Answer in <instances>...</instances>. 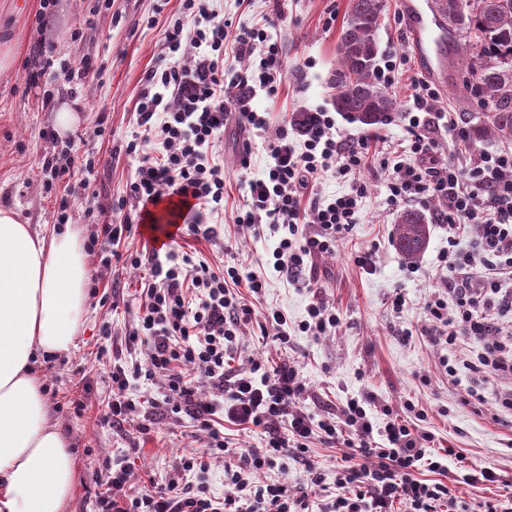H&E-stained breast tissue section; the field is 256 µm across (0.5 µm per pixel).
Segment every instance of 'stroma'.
I'll return each mask as SVG.
<instances>
[{
  "label": "stroma",
  "mask_w": 512,
  "mask_h": 512,
  "mask_svg": "<svg viewBox=\"0 0 512 512\" xmlns=\"http://www.w3.org/2000/svg\"><path fill=\"white\" fill-rule=\"evenodd\" d=\"M94 0H56L44 26H37L40 0H0V207L21 212L34 228L58 226L57 207L42 187L41 156L51 145L42 133L55 128V113L42 110L41 92L29 88L24 74L34 46L46 41L55 57L79 65L91 59L101 69L98 80L86 88L89 105L77 113L68 135L80 136L81 149L100 160L99 203L122 222L117 207L125 197L126 185L139 164L127 154L126 145L136 132L134 105L147 71L154 65L158 45L171 19L177 18L180 0H111L110 11L92 14ZM225 18L249 22L270 14V33L282 44L288 77L275 99L258 95L257 110L291 113L304 107H331L328 78L336 66L338 35L344 24L349 0H217ZM158 12L155 26L144 17ZM378 53L395 54L399 63L398 82L391 92L404 100L412 78L422 75L419 62L408 46L407 26L401 21L397 0H384L382 26L378 32ZM312 67H304V60ZM104 102L107 114L95 105ZM435 111L450 112L476 125L483 114L471 100L460 72L448 75L440 89ZM109 133L96 134L98 124ZM341 137H372L374 152L370 166L359 179L367 187L360 221L336 244L330 254L316 256L314 265L322 284L313 292L277 278L268 262L279 237L267 233L254 239L251 231L233 224L234 212L243 205L247 182L259 175L267 161V145L277 133L276 125L251 142L250 169L240 166L241 135L227 127L217 145L224 159L223 247L187 236L179 244L211 265L234 266L267 280L263 306L281 310L291 329L288 343L275 334H262L257 324L242 328L231 353L233 366H250L255 361L289 360L300 372L308 390L304 406L321 416L335 410L347 397L364 395L371 401L370 412L384 421V408L404 413L406 403L423 410L421 428L434 434L437 446L451 449L448 468L459 476L456 495L472 512L493 499H512V415L497 414L493 402L466 398L465 387L453 384L439 365L440 352L427 340L428 320L423 312L434 293L438 255L448 247L445 225L431 224L427 248L417 263H406L392 243L395 209L386 203V179L397 161L390 153L407 135L400 121L379 126L336 118ZM374 250L375 267L365 272L354 262L357 251ZM89 279L98 281L97 293L88 295L86 312L78 326L75 346L63 357L43 359L37 365L44 382L51 422L69 440L75 459L74 489L65 512H97L95 495L112 473L114 463L132 455L129 483L141 488L146 477L193 479L182 470L183 452L193 442L185 421L155 417L150 431H142L141 417L121 427L102 422L109 395L111 354L99 353L104 328H111L115 341H123L137 324L141 271L122 265L108 266L98 255L86 256ZM405 304L391 306L395 294ZM335 306L340 327L319 339L296 332L312 297ZM74 394L83 395L88 406L78 414L65 409ZM491 467L501 480L493 485L463 482L472 467Z\"/></svg>",
  "instance_id": "stroma-1"
}]
</instances>
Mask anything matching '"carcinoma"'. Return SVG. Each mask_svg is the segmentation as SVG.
<instances>
[{
  "mask_svg": "<svg viewBox=\"0 0 512 512\" xmlns=\"http://www.w3.org/2000/svg\"><path fill=\"white\" fill-rule=\"evenodd\" d=\"M446 21L447 36L466 34V85L485 112L482 125L470 131L471 143L495 137L512 139V0H467V11L457 14L453 0H433ZM384 0H350L349 12L337 43V64L329 79L333 105L353 122L375 126L386 122L396 99L374 77L378 55L377 33ZM424 213L397 212L393 240L403 259L414 262L429 239Z\"/></svg>",
  "mask_w": 512,
  "mask_h": 512,
  "instance_id": "carcinoma-1",
  "label": "carcinoma"
}]
</instances>
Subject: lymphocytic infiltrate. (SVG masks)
I'll return each instance as SVG.
<instances>
[{
	"instance_id": "1",
	"label": "lymphocytic infiltrate",
	"mask_w": 512,
	"mask_h": 512,
	"mask_svg": "<svg viewBox=\"0 0 512 512\" xmlns=\"http://www.w3.org/2000/svg\"><path fill=\"white\" fill-rule=\"evenodd\" d=\"M271 17L258 23L233 24L221 17L214 0H181L180 15L167 25L155 65L147 71L134 106L137 132L126 151L138 155L135 177L127 186L132 207L123 223H101L92 244L107 258L145 269V299L138 324L126 336L128 347L145 352L144 360L113 356L112 388L106 418L121 426L142 408L166 416L188 417L207 435L202 450L183 457L182 468L195 472L196 485L176 480L150 481L138 494L128 486L129 469L113 470L97 497L98 512H460L458 498L447 484L420 479V467L447 474L446 457L427 454L430 433L388 415L377 424L368 415L366 398L350 397L334 412L317 418L303 401L307 388L295 367L282 361L250 367L231 366L226 358L243 326L256 315L254 298L265 281L236 268L214 269L208 261L168 248L119 252L121 238L138 226L155 223L154 210L164 207L168 223L186 235L215 242L224 227V162L214 146L228 123L254 136L264 131L270 112L257 111V94L275 98L287 72L281 44L268 34ZM234 51L248 60L246 69L226 68L224 56ZM97 69L86 60L78 66L56 62L49 49L36 45L25 82L42 87L41 107L54 110L68 97L83 110V89ZM438 93L427 81L415 83L399 119L406 127L405 161L396 163L386 188L387 203L398 207L437 199L435 221L448 227V247L440 253V285L426 302L429 340L448 352L440 364L450 378L467 371L472 379L465 393L483 401L478 384L512 377V336L489 340L487 313L494 306L512 308V150L442 155L440 134L452 146L467 143L463 119L433 112ZM53 149L40 158L43 188L55 195L60 222H67L71 201L57 192L60 183L75 181L84 191L87 213L99 198L98 159L79 153L75 139H57L44 131ZM367 137L340 138L336 115L324 108H304L283 116L269 145L270 161L260 177L249 182V196L234 218L254 237L279 233L272 253L273 270L300 288L319 283L312 260L334 251L337 241L358 223L364 184L355 180L366 163ZM352 183L350 192L324 199L315 188L325 176ZM313 225L305 233L303 225ZM480 227L478 239L464 243L463 228ZM162 379L160 397L141 401L133 385ZM212 397L202 400L200 386ZM232 424L263 430L261 448H236L222 427ZM342 444L345 451L336 473L334 498L318 502L323 477L307 453L313 439ZM304 460L305 484L264 480L275 458ZM224 462V495L215 497L205 483L210 462Z\"/></svg>"
}]
</instances>
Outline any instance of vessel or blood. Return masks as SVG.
<instances>
[{"label":"vessel or blood","instance_id":"b4317fda","mask_svg":"<svg viewBox=\"0 0 512 512\" xmlns=\"http://www.w3.org/2000/svg\"><path fill=\"white\" fill-rule=\"evenodd\" d=\"M399 6L407 23L410 46L421 63L423 73L435 83L447 84L446 35L439 32L436 18L428 14L420 0H400Z\"/></svg>","mask_w":512,"mask_h":512}]
</instances>
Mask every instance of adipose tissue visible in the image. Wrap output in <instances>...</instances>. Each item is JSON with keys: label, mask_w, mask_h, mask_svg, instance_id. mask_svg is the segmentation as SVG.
<instances>
[{"label": "adipose tissue", "mask_w": 512, "mask_h": 512, "mask_svg": "<svg viewBox=\"0 0 512 512\" xmlns=\"http://www.w3.org/2000/svg\"><path fill=\"white\" fill-rule=\"evenodd\" d=\"M79 233L0 208V512H64L74 457L51 423L39 359L70 352L86 307Z\"/></svg>", "instance_id": "1"}]
</instances>
